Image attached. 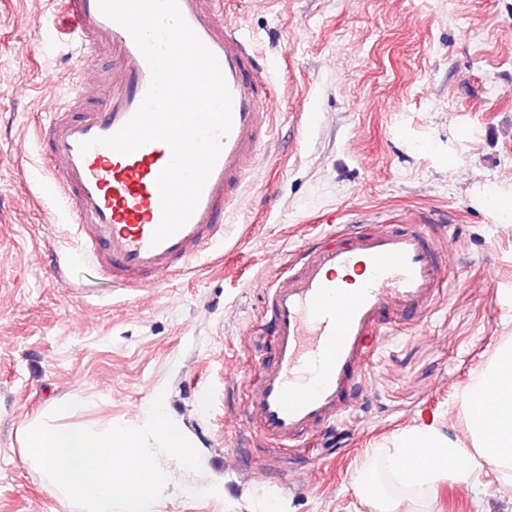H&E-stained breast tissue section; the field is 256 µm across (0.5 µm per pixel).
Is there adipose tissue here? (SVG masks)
Masks as SVG:
<instances>
[{"instance_id":"1","label":"adipose tissue","mask_w":512,"mask_h":512,"mask_svg":"<svg viewBox=\"0 0 512 512\" xmlns=\"http://www.w3.org/2000/svg\"><path fill=\"white\" fill-rule=\"evenodd\" d=\"M497 387L494 409L482 414L477 399L487 384ZM469 447L445 435L434 425L410 427L374 449L388 476L397 484L415 489L431 499L445 481L463 484L474 496H482L484 461L496 467L499 491L512 496V342L493 355L488 367L462 396Z\"/></svg>"}]
</instances>
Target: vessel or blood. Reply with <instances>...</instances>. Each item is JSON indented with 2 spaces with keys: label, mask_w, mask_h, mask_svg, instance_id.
<instances>
[{
  "label": "vessel or blood",
  "mask_w": 512,
  "mask_h": 512,
  "mask_svg": "<svg viewBox=\"0 0 512 512\" xmlns=\"http://www.w3.org/2000/svg\"><path fill=\"white\" fill-rule=\"evenodd\" d=\"M178 6L218 60L232 96V126L194 213L158 244L152 241L162 216L156 179L171 158L169 146L154 141L129 155L103 145L80 150L81 142L116 133L135 114L150 68L98 0H60L57 11L80 60L103 67L82 71L78 82L92 87L94 97L56 104L38 132L76 232L90 243L87 264L103 284L141 291L184 273L222 244L243 184L271 159L274 94L266 61L240 27L225 22L223 0H178ZM446 252L420 219L387 220L302 255L267 282L274 346L257 360L248 426L288 449L335 423L365 375L374 339L418 320L438 299Z\"/></svg>",
  "instance_id": "obj_1"
}]
</instances>
